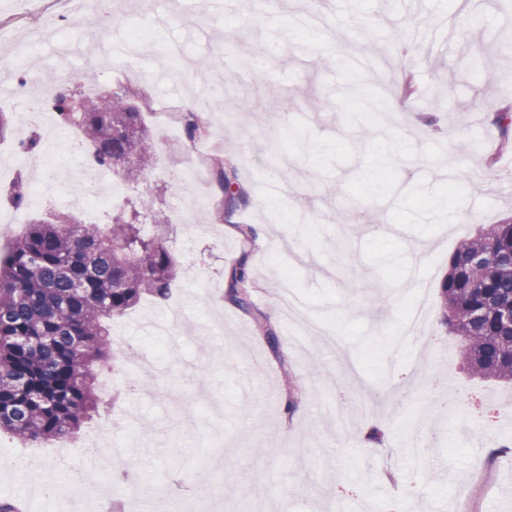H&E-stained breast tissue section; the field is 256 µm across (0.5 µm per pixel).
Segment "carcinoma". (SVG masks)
I'll return each mask as SVG.
<instances>
[{
  "instance_id": "carcinoma-1",
  "label": "carcinoma",
  "mask_w": 512,
  "mask_h": 512,
  "mask_svg": "<svg viewBox=\"0 0 512 512\" xmlns=\"http://www.w3.org/2000/svg\"><path fill=\"white\" fill-rule=\"evenodd\" d=\"M57 87L51 103L62 127L77 126L94 147L96 162L134 179L152 162L156 143L129 93L90 96L59 88L52 72L41 76ZM82 111H74V102ZM186 130L191 139L208 132L195 113ZM222 194L219 217L247 204L231 163H213ZM149 226L125 210L109 231L79 224L69 213L29 225L0 259V432L20 441L45 442L78 430L107 407L101 372L116 359L110 322L145 297L164 299L178 266L166 247L169 225L157 215ZM480 272L474 273L473 259ZM444 324L458 338L471 372L512 383V219L490 224L451 257L440 289ZM229 303L253 307L245 263L233 269ZM292 408L299 386L282 365Z\"/></svg>"
}]
</instances>
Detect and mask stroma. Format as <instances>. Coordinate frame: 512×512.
Segmentation results:
<instances>
[{
  "instance_id": "obj_1",
  "label": "stroma",
  "mask_w": 512,
  "mask_h": 512,
  "mask_svg": "<svg viewBox=\"0 0 512 512\" xmlns=\"http://www.w3.org/2000/svg\"><path fill=\"white\" fill-rule=\"evenodd\" d=\"M18 19L14 0H0V22L21 39L40 17L66 10V0H30ZM172 22L152 29L138 14L114 10L111 58L132 36L150 57L131 72L88 69L74 36L0 64V112L12 119L0 140V256L25 224L63 211L84 218L67 174L53 177L20 165L19 142L36 139L41 121L22 124L8 101L19 71L40 77L57 68V47H70L67 82L87 94L128 88L174 104L175 121L193 112L210 125L197 186L173 171L192 153L189 138L166 145L150 112L142 120L157 143L154 162L136 181L110 175L104 192L120 196L103 222L128 204L148 202L171 226L168 247L180 274L167 300L144 299L112 332L137 350L156 351L133 392L112 406L113 418L150 421L147 452L127 451L106 480L88 456L74 452L86 483L108 485L123 512H137L134 482L153 479L164 498L183 495V476L197 482L196 512H512V461L485 455L481 443H512V384L474 375L458 350L439 357L451 336L441 319L440 284L448 260L478 229L512 218V148L497 145L496 115L512 109V10L484 0H280L275 19L260 18L252 0L214 11L210 0H155ZM179 45L178 74L166 46ZM379 53L386 66L347 71L343 62ZM251 59L254 80L238 82ZM417 97L398 91L405 78ZM249 195L231 223L218 221L221 194L213 162L227 149ZM23 204L7 194L16 180ZM252 281L251 313L210 283L225 284L239 261ZM290 280L310 316L338 337L356 368L314 341L298 351L277 297ZM428 291L432 338L413 347L402 328L418 288ZM185 322L177 335L147 330L171 307ZM279 340L271 351L257 320ZM305 391L285 409L281 369ZM465 402L474 424L435 412V378ZM321 393L350 412L340 431L313 398ZM435 413V440L448 451L424 457L405 451L413 417ZM373 426L382 452L361 447ZM221 438L209 457L200 444Z\"/></svg>"
}]
</instances>
